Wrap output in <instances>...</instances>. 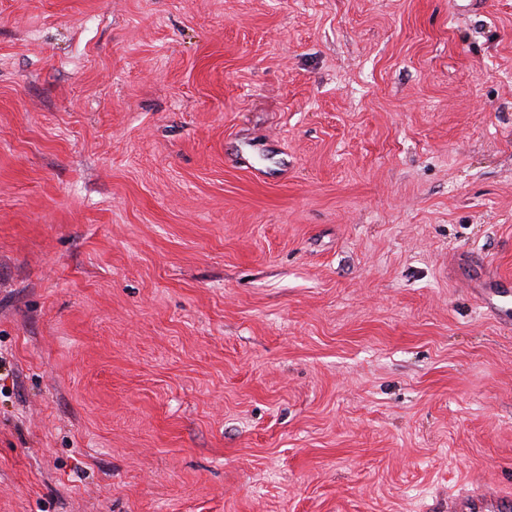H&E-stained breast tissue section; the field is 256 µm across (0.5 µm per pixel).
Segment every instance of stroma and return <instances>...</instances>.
Instances as JSON below:
<instances>
[{
    "instance_id": "obj_1",
    "label": "stroma",
    "mask_w": 512,
    "mask_h": 512,
    "mask_svg": "<svg viewBox=\"0 0 512 512\" xmlns=\"http://www.w3.org/2000/svg\"><path fill=\"white\" fill-rule=\"evenodd\" d=\"M512 0H0V512L512 496Z\"/></svg>"
}]
</instances>
